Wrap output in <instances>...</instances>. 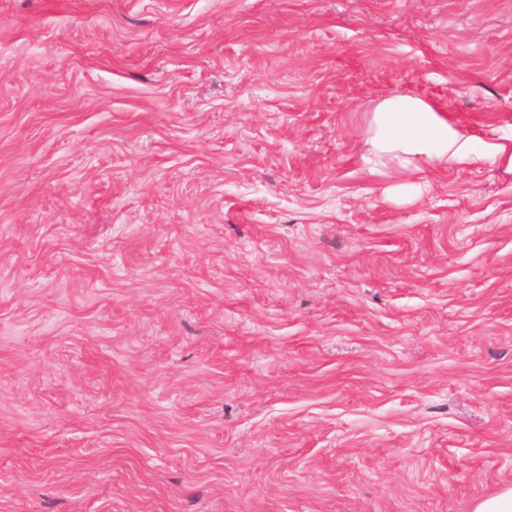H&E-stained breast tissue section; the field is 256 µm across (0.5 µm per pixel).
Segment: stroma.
Listing matches in <instances>:
<instances>
[{
  "label": "stroma",
  "instance_id": "obj_1",
  "mask_svg": "<svg viewBox=\"0 0 512 512\" xmlns=\"http://www.w3.org/2000/svg\"><path fill=\"white\" fill-rule=\"evenodd\" d=\"M512 0H0V512H471L512 484ZM370 174H410L423 166L458 170L495 166L512 173V127L463 132L428 99L403 93L383 98L371 121Z\"/></svg>",
  "mask_w": 512,
  "mask_h": 512
}]
</instances>
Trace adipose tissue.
<instances>
[{
	"label": "adipose tissue",
	"instance_id": "ef3b65f1",
	"mask_svg": "<svg viewBox=\"0 0 512 512\" xmlns=\"http://www.w3.org/2000/svg\"><path fill=\"white\" fill-rule=\"evenodd\" d=\"M362 157L370 174H410L422 167L459 170L495 166L512 173V127L463 132L428 99L403 93L383 98Z\"/></svg>",
	"mask_w": 512,
	"mask_h": 512
}]
</instances>
